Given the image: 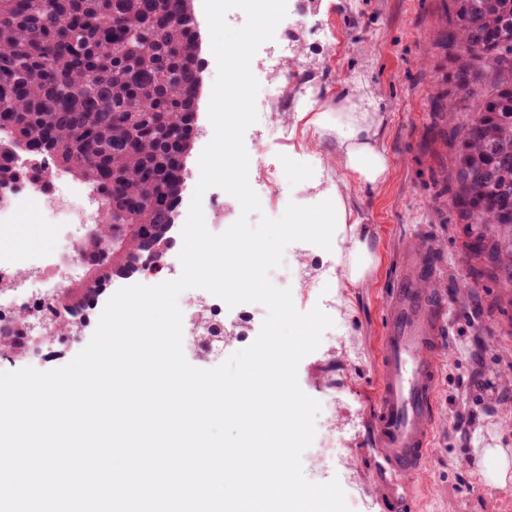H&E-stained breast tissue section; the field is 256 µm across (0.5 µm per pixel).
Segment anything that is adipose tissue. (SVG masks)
<instances>
[{"label":"adipose tissue","mask_w":512,"mask_h":512,"mask_svg":"<svg viewBox=\"0 0 512 512\" xmlns=\"http://www.w3.org/2000/svg\"><path fill=\"white\" fill-rule=\"evenodd\" d=\"M300 105L299 117L308 131L320 138L334 137L336 158L343 169L363 184L377 186L386 181L390 164L378 139L382 118L372 93H362L349 105L335 108L310 92L302 98ZM316 181L323 186L320 194L325 203L323 221L330 226L331 238L341 241L336 250V261L342 268V277L350 284H358L374 262L367 229L359 218L354 217L349 196L327 171H320Z\"/></svg>","instance_id":"ef3b65f1"}]
</instances>
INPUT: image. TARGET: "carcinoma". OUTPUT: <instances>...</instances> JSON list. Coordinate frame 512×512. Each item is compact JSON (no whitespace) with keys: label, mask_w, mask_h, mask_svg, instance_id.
I'll return each instance as SVG.
<instances>
[{"label":"carcinoma","mask_w":512,"mask_h":512,"mask_svg":"<svg viewBox=\"0 0 512 512\" xmlns=\"http://www.w3.org/2000/svg\"><path fill=\"white\" fill-rule=\"evenodd\" d=\"M438 46L452 69L437 111L463 113L446 132L450 204L497 255L512 247V0H448ZM202 66L192 0H0V185L65 172L105 214L98 273L60 291L63 316L112 279L119 247L122 272L140 269L128 225L175 223ZM488 274L512 286L511 266Z\"/></svg>","instance_id":"1"}]
</instances>
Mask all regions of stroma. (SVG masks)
Wrapping results in <instances>:
<instances>
[{"instance_id": "35a3bbf8", "label": "stroma", "mask_w": 512, "mask_h": 512, "mask_svg": "<svg viewBox=\"0 0 512 512\" xmlns=\"http://www.w3.org/2000/svg\"><path fill=\"white\" fill-rule=\"evenodd\" d=\"M448 0H287V15L272 41L251 61L260 85L272 81L271 66L289 43L288 65L300 69L305 84L290 90L287 103H274L272 121L294 131L303 122L296 110L306 90L336 104L366 86L382 116L380 137L390 170L379 186L358 182L338 171L342 189L365 224L375 262L356 285L336 290V335L298 367L301 390L321 409L316 424H327L340 450L335 472L302 455L305 477L325 483L333 474H351L346 488L352 512H398L375 466L371 421L378 373L377 345L385 324L384 301L407 271L406 253L424 241L425 261L433 268L432 288L444 299L449 361L440 374L437 416L424 490L414 512H512V481L485 483L480 450L491 441L512 457V422L501 418L512 408V288L475 278L474 226L460 224L450 206L447 171L434 157L433 96L442 82L444 59L432 41L447 13ZM203 71L198 93L197 132L187 159L195 165L213 136L208 118L210 90L217 66L209 44H202ZM244 143L251 159L249 182L260 189L259 172L282 173L285 165L302 169L306 161L293 146L272 142L261 124L251 125ZM175 271L156 276L133 274L112 279L90 310L78 336L67 346L50 345L42 360L0 358V372L32 367L49 371L67 364L89 343L114 289L132 284L156 285L175 279ZM469 424L456 426L457 414Z\"/></svg>"}]
</instances>
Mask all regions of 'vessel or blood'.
Wrapping results in <instances>:
<instances>
[{
    "label": "vessel or blood",
    "instance_id": "b4317fda",
    "mask_svg": "<svg viewBox=\"0 0 512 512\" xmlns=\"http://www.w3.org/2000/svg\"><path fill=\"white\" fill-rule=\"evenodd\" d=\"M432 276L430 266L410 263L387 299L378 348L373 434L377 469L394 494L409 492L426 469L438 377L447 364L442 303L427 288Z\"/></svg>",
    "mask_w": 512,
    "mask_h": 512
}]
</instances>
